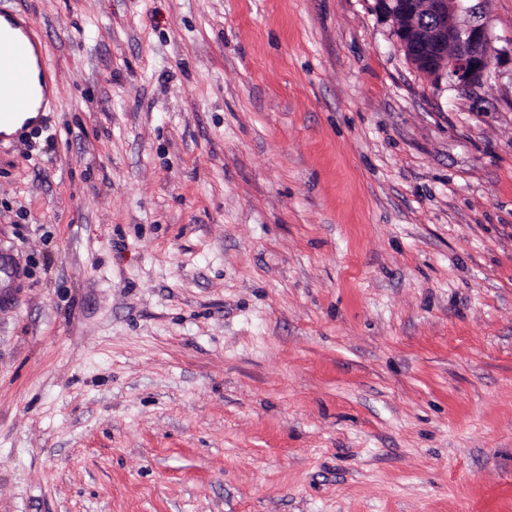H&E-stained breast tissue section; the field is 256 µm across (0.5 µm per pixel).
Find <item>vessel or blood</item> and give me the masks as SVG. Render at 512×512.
Returning a JSON list of instances; mask_svg holds the SVG:
<instances>
[{
  "label": "vessel or blood",
  "mask_w": 512,
  "mask_h": 512,
  "mask_svg": "<svg viewBox=\"0 0 512 512\" xmlns=\"http://www.w3.org/2000/svg\"><path fill=\"white\" fill-rule=\"evenodd\" d=\"M37 49L27 16L0 24V129L14 126L32 106L30 71Z\"/></svg>",
  "instance_id": "1"
}]
</instances>
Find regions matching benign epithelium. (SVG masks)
<instances>
[{"instance_id":"benign-epithelium-1","label":"benign epithelium","mask_w":512,"mask_h":512,"mask_svg":"<svg viewBox=\"0 0 512 512\" xmlns=\"http://www.w3.org/2000/svg\"><path fill=\"white\" fill-rule=\"evenodd\" d=\"M392 21L394 35L409 61L422 74L442 76L468 89L483 81L492 58L484 25L456 21L462 0H375Z\"/></svg>"}]
</instances>
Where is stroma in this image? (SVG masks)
<instances>
[{
    "label": "stroma",
    "instance_id": "1",
    "mask_svg": "<svg viewBox=\"0 0 512 512\" xmlns=\"http://www.w3.org/2000/svg\"><path fill=\"white\" fill-rule=\"evenodd\" d=\"M461 91L375 0H0V512H512V0ZM8 24L0 23V129L12 133L18 117V127L25 120L37 117V112H28L33 103L30 86V71L39 93L36 103L41 100L39 69L36 61L32 64V51L38 57V45L32 35V25L26 15L7 19ZM40 111L50 102L48 91L43 88ZM27 112V113H25ZM24 113V114H23ZM8 128V129H7Z\"/></svg>",
    "mask_w": 512,
    "mask_h": 512
}]
</instances>
